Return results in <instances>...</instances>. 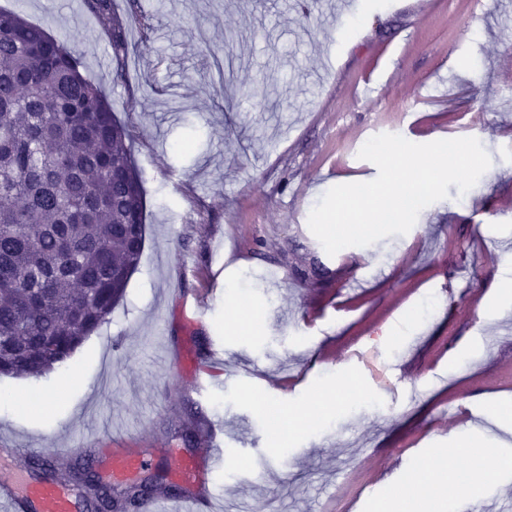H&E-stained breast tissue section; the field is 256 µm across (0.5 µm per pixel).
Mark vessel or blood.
<instances>
[{"label":"vessel or blood","instance_id":"b4317fda","mask_svg":"<svg viewBox=\"0 0 512 512\" xmlns=\"http://www.w3.org/2000/svg\"><path fill=\"white\" fill-rule=\"evenodd\" d=\"M101 463L109 482H127L149 464L148 457L136 448L113 446L100 451ZM223 456L213 446H205L174 466L176 482L188 487L184 496L170 498L171 506L188 504L191 512H212V474L223 466ZM0 512H78L76 492L61 482L21 483L17 470L0 471Z\"/></svg>","mask_w":512,"mask_h":512}]
</instances>
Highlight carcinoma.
<instances>
[{"label":"carcinoma","mask_w":512,"mask_h":512,"mask_svg":"<svg viewBox=\"0 0 512 512\" xmlns=\"http://www.w3.org/2000/svg\"><path fill=\"white\" fill-rule=\"evenodd\" d=\"M112 41L125 80L126 30L146 28L113 0H87ZM145 190L127 128L68 45L21 14L0 9V375L42 377L109 320L139 265ZM37 481L64 477L100 512H143L174 489L91 479L89 464L37 453Z\"/></svg>","instance_id":"carcinoma-1"}]
</instances>
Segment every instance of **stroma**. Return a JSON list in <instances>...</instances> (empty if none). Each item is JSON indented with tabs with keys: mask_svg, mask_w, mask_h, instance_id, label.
Wrapping results in <instances>:
<instances>
[{
	"mask_svg": "<svg viewBox=\"0 0 512 512\" xmlns=\"http://www.w3.org/2000/svg\"><path fill=\"white\" fill-rule=\"evenodd\" d=\"M67 40L133 140L147 232L125 299L69 358L35 379L0 376V448L115 440L172 465L184 438L224 430L238 475H215L235 512H376L420 458L490 446L484 488L444 512H512V313L489 297L512 248V0H114L145 15L115 81L112 42L88 7L0 0ZM381 133L473 137L491 164L425 207L412 229L328 255L311 210L367 182ZM325 267L316 278L314 267ZM254 306L232 330L229 295ZM216 383L192 387L196 369ZM79 370L70 385L62 380ZM349 377L333 410L281 441L280 413Z\"/></svg>",
	"mask_w": 512,
	"mask_h": 512,
	"instance_id": "35a3bbf8",
	"label": "stroma"
}]
</instances>
